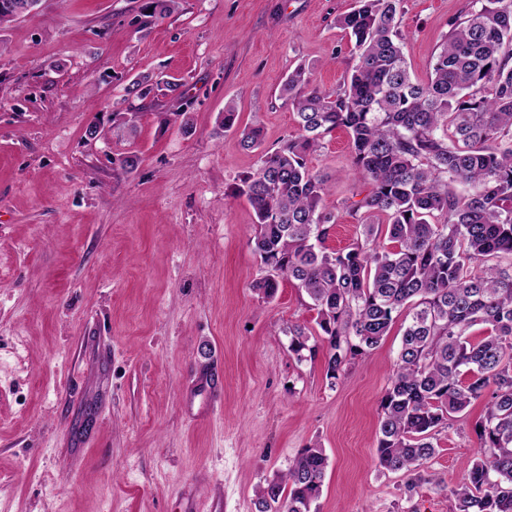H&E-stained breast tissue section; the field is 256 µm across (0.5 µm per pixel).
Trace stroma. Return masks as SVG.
<instances>
[{"mask_svg":"<svg viewBox=\"0 0 512 512\" xmlns=\"http://www.w3.org/2000/svg\"><path fill=\"white\" fill-rule=\"evenodd\" d=\"M354 4L181 0L142 28L143 0H40L0 28V512H256L258 486L310 446L328 457L311 512H452L481 405L428 464L381 470L402 322L337 383L324 353L297 361L284 330L316 329L317 313L291 281L270 300L257 289L255 214L234 193L257 164L241 128L261 124L269 149L298 133L288 72L342 84L351 43L336 20ZM466 5L403 0L417 81ZM141 73L180 79L184 97L124 103ZM129 110L134 134L114 133ZM129 155L136 168L117 173ZM351 161L341 129L308 158L338 215L332 250L355 237Z\"/></svg>","mask_w":512,"mask_h":512,"instance_id":"35a3bbf8","label":"stroma"}]
</instances>
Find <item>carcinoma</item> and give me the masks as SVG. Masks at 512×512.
I'll return each mask as SVG.
<instances>
[{
	"label": "carcinoma",
	"mask_w": 512,
	"mask_h": 512,
	"mask_svg": "<svg viewBox=\"0 0 512 512\" xmlns=\"http://www.w3.org/2000/svg\"><path fill=\"white\" fill-rule=\"evenodd\" d=\"M0 0V25L28 13ZM402 0H356L336 20L353 42L343 86L327 91L297 66L281 86L298 135L266 149L262 129L243 128L258 152L236 193L256 216L254 251L267 269L258 290L274 298L296 282L317 311L321 343L301 325L286 330L302 362L326 348V377L379 346L404 308L396 368L380 400L378 466L414 471L436 455L435 436L483 404L480 441L454 512H512V0H469L448 21L431 77L415 81L402 52ZM179 0H147L141 25L168 18ZM176 79L140 75L126 97L175 94ZM347 132L354 179L370 186L347 206L361 215L353 242L328 250L336 215L326 180L307 165L333 131ZM468 188L459 195L454 185ZM383 214L393 246L377 245ZM328 458L306 448L285 474L258 487L257 512H311Z\"/></svg>",
	"instance_id": "1"
}]
</instances>
